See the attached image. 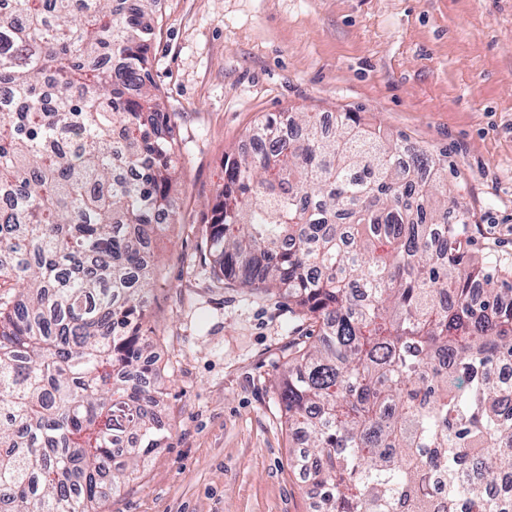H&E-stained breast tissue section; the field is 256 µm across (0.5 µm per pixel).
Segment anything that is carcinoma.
Instances as JSON below:
<instances>
[{
	"label": "carcinoma",
	"mask_w": 512,
	"mask_h": 512,
	"mask_svg": "<svg viewBox=\"0 0 512 512\" xmlns=\"http://www.w3.org/2000/svg\"><path fill=\"white\" fill-rule=\"evenodd\" d=\"M124 2L0 11V512H100L166 438L142 320L177 142L151 90L161 0ZM254 131L208 242L224 279L320 324L279 390L320 512H505L512 387L489 370L512 360V282L474 250L446 154L354 112Z\"/></svg>",
	"instance_id": "1"
}]
</instances>
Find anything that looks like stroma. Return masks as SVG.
<instances>
[{"label": "stroma", "instance_id": "1", "mask_svg": "<svg viewBox=\"0 0 512 512\" xmlns=\"http://www.w3.org/2000/svg\"><path fill=\"white\" fill-rule=\"evenodd\" d=\"M150 59L179 146L142 326L169 431L102 512H317L278 399L317 329L216 276L224 156L268 113L357 112L447 152L478 247L512 270V0H162Z\"/></svg>", "mask_w": 512, "mask_h": 512}]
</instances>
